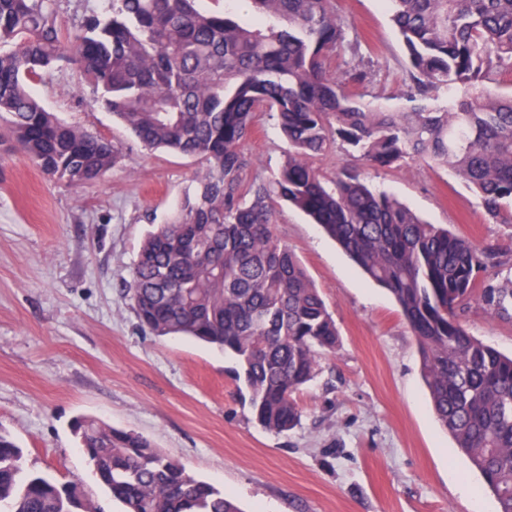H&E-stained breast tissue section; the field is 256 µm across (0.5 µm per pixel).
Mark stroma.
<instances>
[{"instance_id": "obj_1", "label": "stroma", "mask_w": 512, "mask_h": 512, "mask_svg": "<svg viewBox=\"0 0 512 512\" xmlns=\"http://www.w3.org/2000/svg\"><path fill=\"white\" fill-rule=\"evenodd\" d=\"M336 6L368 46L369 95L406 108L405 49L386 7ZM32 91L62 122L111 142L118 157L104 178L71 186L0 145V433L22 448L26 472L80 485L105 512H119L71 430L88 416L144 435L242 512H498L430 407L416 340L392 296L287 203L276 205L274 234L319 288L339 333L335 353L295 395L298 426L276 433L255 421L223 350L142 327L123 283L147 233L171 219L201 168L146 150L72 63L60 62ZM245 150L250 177L276 178L288 144L274 116H257ZM363 174L428 223L512 256V226L494 223L450 169L413 160ZM465 325L512 353V321L474 305Z\"/></svg>"}]
</instances>
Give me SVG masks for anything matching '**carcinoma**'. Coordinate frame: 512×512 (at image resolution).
Masks as SVG:
<instances>
[{
	"mask_svg": "<svg viewBox=\"0 0 512 512\" xmlns=\"http://www.w3.org/2000/svg\"><path fill=\"white\" fill-rule=\"evenodd\" d=\"M242 16L200 0H110L109 14L57 24L55 0H0V143L70 184L102 178L114 146L46 111L31 86L62 60L90 78L97 101L148 150L204 165L198 187L143 242L124 292L142 326L185 335L235 360L253 417L293 429L295 394L333 352L336 325L303 266L273 232L274 205L303 211L386 288L415 336L420 376L440 425L512 512V356L461 320L475 301L512 320V278L480 248L372 189L343 166L328 180L314 160L343 151L364 164L421 157L453 170L493 220L512 224V0H385L407 57L406 97L389 112L366 99L361 44L336 0H247ZM345 69L331 71L332 53ZM259 112L276 115L289 151L273 184L248 180L244 144ZM72 432L122 512H242L143 435L91 417ZM0 434V506L7 512H104L76 485L24 472Z\"/></svg>",
	"mask_w": 512,
	"mask_h": 512,
	"instance_id": "cac0c4a2",
	"label": "carcinoma"
}]
</instances>
